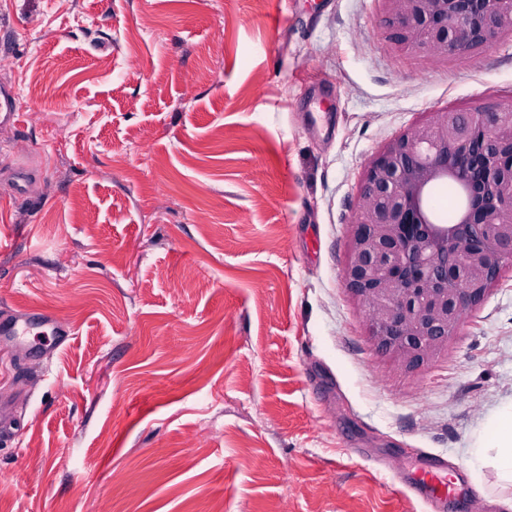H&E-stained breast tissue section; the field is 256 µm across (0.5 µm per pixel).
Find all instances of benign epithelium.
<instances>
[{"label": "benign epithelium", "mask_w": 512, "mask_h": 512, "mask_svg": "<svg viewBox=\"0 0 512 512\" xmlns=\"http://www.w3.org/2000/svg\"><path fill=\"white\" fill-rule=\"evenodd\" d=\"M403 50L448 57L512 33V0H384ZM463 204L439 223L432 189ZM512 265V99L437 112L369 164L354 213L344 284L366 308L373 349L407 371L448 349L467 311Z\"/></svg>", "instance_id": "obj_1"}]
</instances>
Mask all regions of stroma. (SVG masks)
Returning a JSON list of instances; mask_svg holds the SVG:
<instances>
[{
    "label": "stroma",
    "instance_id": "1",
    "mask_svg": "<svg viewBox=\"0 0 512 512\" xmlns=\"http://www.w3.org/2000/svg\"><path fill=\"white\" fill-rule=\"evenodd\" d=\"M0 0V512H506L512 268L418 372L345 287L382 146L512 97V34L403 51L383 0ZM68 330L25 332L28 309ZM485 449L480 472L470 465ZM492 441L500 448L498 461L506 476L512 478V406L502 420L491 427ZM419 482L425 488L427 496L432 500L459 495L457 477L453 471H448L445 464L430 463L419 474Z\"/></svg>",
    "mask_w": 512,
    "mask_h": 512
}]
</instances>
